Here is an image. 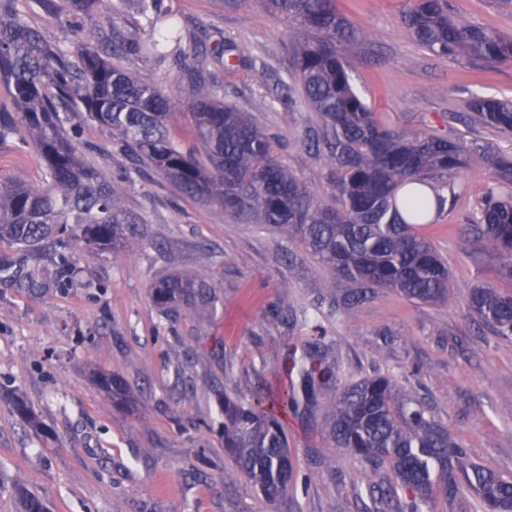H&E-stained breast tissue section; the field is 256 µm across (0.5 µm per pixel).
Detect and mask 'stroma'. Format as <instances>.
Segmentation results:
<instances>
[{
  "label": "stroma",
  "mask_w": 512,
  "mask_h": 512,
  "mask_svg": "<svg viewBox=\"0 0 512 512\" xmlns=\"http://www.w3.org/2000/svg\"><path fill=\"white\" fill-rule=\"evenodd\" d=\"M187 32L224 36L246 62L224 73V99L278 134L282 163L324 205L336 199L324 165L304 136L319 117L301 94L284 99L291 79L287 33L297 27L270 14L262 0L222 10L213 0H165ZM359 35L345 55L352 83L390 126L424 130L477 151L512 153V137L459 121L467 90L512 98V61L474 70L434 57L408 35L410 0H336ZM470 26L512 38V0H448ZM26 22L72 50L79 18L24 0ZM75 142L87 159L112 172L125 159L106 128L72 115ZM475 164L455 178L461 197L440 224L463 223L489 181ZM33 146L0 141V183L41 184ZM126 206L142 214L145 233L124 251L76 255L62 269L58 254L24 253L0 242V256L21 262L31 288L0 282V512H18L12 487L27 484L49 512H361L371 484L392 482L389 467L370 469L342 449L328 448L324 428L304 410L281 417L296 488L271 505L224 449L220 396L240 384L273 391L299 382L288 354L326 338L340 384L379 371L456 432L469 457L512 473V341L467 317L471 286L498 284L499 260L443 230L433 243L448 261L451 305L414 302L380 291L365 306L337 307L347 290L285 232L224 215L178 194L161 177H133L121 186ZM204 273L219 299L215 312L190 306L177 319L161 314L150 291L162 276ZM288 303V319L270 308ZM95 372L122 377L129 401L112 400ZM23 397L38 416L32 428L12 411Z\"/></svg>",
  "instance_id": "stroma-1"
}]
</instances>
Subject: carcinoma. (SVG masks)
Listing matches in <instances>:
<instances>
[{
	"mask_svg": "<svg viewBox=\"0 0 512 512\" xmlns=\"http://www.w3.org/2000/svg\"><path fill=\"white\" fill-rule=\"evenodd\" d=\"M53 13L89 19L107 0H37ZM140 20L138 33L102 36L93 28L73 52L29 27L18 0H0V84L13 111L0 110V141L18 136L33 145L45 165L42 184L0 185V241L24 250L46 242L62 249L69 265L73 251L100 257L122 251L141 235V214L122 201L119 185L131 178L122 167L108 178L82 158L71 136L69 113L112 133L136 173L158 175L183 196L237 219H254L287 231L319 262L350 285L347 306H359L381 290L423 303L449 304L447 262L430 236L436 218L458 203L454 177L481 155L461 142L422 131L392 128L377 118L356 92L343 50L357 38L336 0H266L267 8L297 22L303 38L293 45V85L320 124L306 147L324 162L337 207L321 203L278 159L276 137L246 112L224 102L223 85L209 64L231 68L240 56L230 42H184L180 18L164 0H121ZM403 23L411 38L439 58L464 57L471 66L512 60V40L487 27L460 23L448 0H413ZM175 58L183 78L195 88L184 111H173L172 81L139 79L112 58ZM463 115L484 127L512 135V99L472 93ZM188 128L192 143L181 139ZM493 177L472 207L460 232L500 259V279L512 283V155L487 159ZM0 280L23 283L14 262L0 259ZM154 305L167 316L181 302L197 311L216 309L211 282L197 271L157 280ZM471 319L506 340L512 339V288L472 287ZM328 346L313 344L301 372L308 398L333 381L325 365ZM97 384L111 395L126 385L110 374ZM295 396L269 394L245 384L224 399V449L244 474L275 504L295 489L288 439L279 416L295 406ZM325 425L332 448H344L373 467L389 466L395 481L369 486L372 503L391 502L399 493L408 512H431L434 499L467 488L479 512H512V475L468 459L460 437L436 421L428 408L402 393L396 382L374 374L354 382L330 402ZM22 512H48L44 501L24 487L15 489Z\"/></svg>",
	"mask_w": 512,
	"mask_h": 512,
	"instance_id": "obj_1",
	"label": "carcinoma"
}]
</instances>
